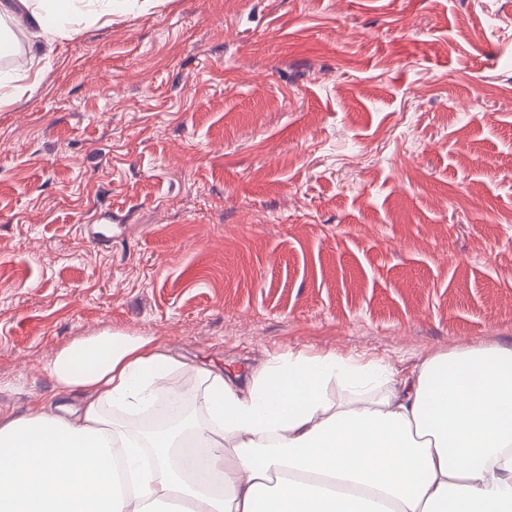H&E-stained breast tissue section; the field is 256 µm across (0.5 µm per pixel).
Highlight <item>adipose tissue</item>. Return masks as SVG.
<instances>
[{"instance_id": "obj_1", "label": "adipose tissue", "mask_w": 512, "mask_h": 512, "mask_svg": "<svg viewBox=\"0 0 512 512\" xmlns=\"http://www.w3.org/2000/svg\"><path fill=\"white\" fill-rule=\"evenodd\" d=\"M113 0H0L27 35L0 69L6 101L34 91L58 37ZM182 356L104 332L46 366L55 400L0 416V512H512V343H469L400 374L333 354L277 356L236 383L200 367L204 420L132 433L114 420L188 395ZM352 393L328 396L331 385ZM130 477L119 485L117 470Z\"/></svg>"}]
</instances>
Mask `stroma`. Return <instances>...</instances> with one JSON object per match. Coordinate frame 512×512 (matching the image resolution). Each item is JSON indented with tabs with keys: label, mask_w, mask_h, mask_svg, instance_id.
Here are the masks:
<instances>
[{
	"label": "stroma",
	"mask_w": 512,
	"mask_h": 512,
	"mask_svg": "<svg viewBox=\"0 0 512 512\" xmlns=\"http://www.w3.org/2000/svg\"><path fill=\"white\" fill-rule=\"evenodd\" d=\"M103 332L193 387L511 343L512 0H126L57 40L0 104V413Z\"/></svg>",
	"instance_id": "1"
}]
</instances>
